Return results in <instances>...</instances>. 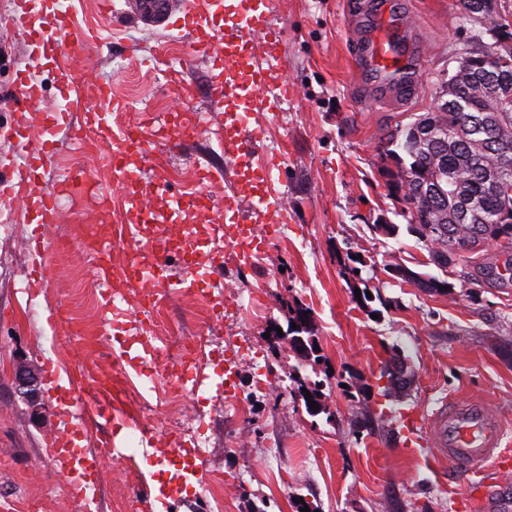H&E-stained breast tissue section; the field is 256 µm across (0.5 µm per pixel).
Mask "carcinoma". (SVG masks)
<instances>
[{"mask_svg": "<svg viewBox=\"0 0 512 512\" xmlns=\"http://www.w3.org/2000/svg\"><path fill=\"white\" fill-rule=\"evenodd\" d=\"M488 29L508 23L498 7L482 13ZM483 47L470 45L472 59L458 63L441 85L444 98L429 112L415 115L387 136L382 168L388 195L404 203L409 232L441 268L455 264L457 247L468 242L482 250L491 242L512 244V61L488 71L481 64ZM469 108L460 110L457 103ZM495 169L501 187L484 173ZM400 279L430 292L455 285L448 280L405 270ZM310 315L300 314L289 329L291 349L304 346V359L315 355L309 332Z\"/></svg>", "mask_w": 512, "mask_h": 512, "instance_id": "carcinoma-1", "label": "carcinoma"}]
</instances>
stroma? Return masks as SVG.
<instances>
[{
  "label": "stroma",
  "mask_w": 512,
  "mask_h": 512,
  "mask_svg": "<svg viewBox=\"0 0 512 512\" xmlns=\"http://www.w3.org/2000/svg\"><path fill=\"white\" fill-rule=\"evenodd\" d=\"M14 0H0V177L22 162L9 134L20 102L15 74L29 63L26 43L9 20ZM188 0H173L160 16L136 10L132 0H112L103 13L99 0H71L79 28L94 32L96 47L86 55L43 60L37 71L45 92L40 113L61 103L59 87L71 77L109 87L130 118L145 119L144 137L156 158L139 173L138 188L153 211H166L172 196L188 199L197 190L200 168L218 172L207 192L212 199L236 191L239 171L224 153L230 109L214 90L212 62L195 59L170 67L166 49L188 50L174 28ZM372 0H268L269 19L280 29L281 70L270 82L288 81L293 94L276 113L253 98L251 124L263 128L259 155L276 157L275 185L288 221L255 260L240 267L224 243V211L185 206L180 221L196 256L195 270L170 256L163 308L167 332L142 341L141 288L126 278L111 279L123 295L118 333L128 354L118 358L103 346L88 376L67 363L81 345L64 322L47 319L48 309H70L91 329H102L110 314L92 299L99 282L95 261L83 240L108 241L114 223L138 229L134 240L113 252V262L146 260L139 238L160 234L134 205L100 200L75 191L59 200L53 239L69 241L65 255L46 251L33 257L32 226L26 208L34 196L68 180L83 167L89 183L107 191L111 171L107 133L98 125L97 100L88 96L70 124L84 127L91 148H75L70 124L57 127L54 149L35 182L17 187L0 203V502L13 512H117L125 499L138 512H298L297 500L320 512H485L486 498L512 496V475L496 466L466 475L452 464L431 461L410 450L409 436L425 438L423 422L442 401L464 398L491 404L506 427L503 448L512 453V269L496 245L466 254L448 268L430 263L408 232L398 203L387 194L380 172L388 133L413 114L430 111L442 83L455 67L470 30L459 18L458 0H395L392 26L412 45L411 61L422 76L417 95L400 99L381 78L357 74L351 56L375 25ZM188 93L183 122L209 114L208 132L187 137L170 149L159 134L172 111V84ZM396 224L395 235L380 225ZM363 261L359 277L348 275L347 253ZM53 272L41 293L27 287L33 260ZM499 275L473 282L479 267ZM403 266L453 283L438 295L394 279ZM368 294L358 301L356 291ZM224 304L223 320H205L204 304ZM309 308L310 330L319 362L303 360L274 329H287L296 308ZM209 337L212 354L197 363L201 398L174 395L175 381L150 355L158 347L176 352L179 343ZM237 355L233 386H224V352ZM400 354L412 376L402 393L387 390L380 374ZM37 368L54 363L56 381L40 379L43 412L33 416L15 393L19 359ZM154 371L147 381L146 371ZM112 378L117 395L109 418L95 414L94 381ZM319 383L323 409L308 413L300 382ZM205 424L206 443L195 451L184 431L191 418ZM89 424L75 447L93 452L111 442L94 489L79 486L56 453L70 420ZM224 493L215 507L208 487Z\"/></svg>",
  "instance_id": "obj_1"
}]
</instances>
